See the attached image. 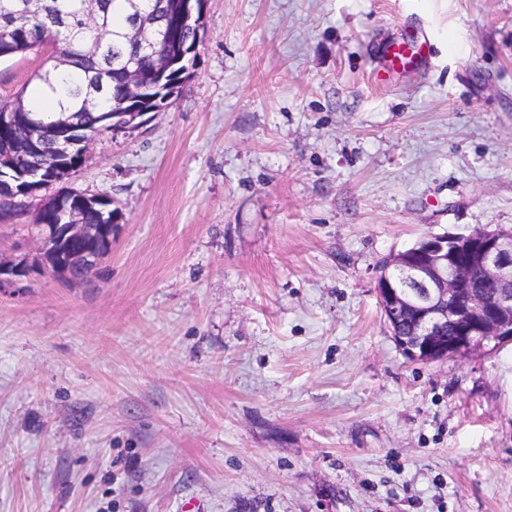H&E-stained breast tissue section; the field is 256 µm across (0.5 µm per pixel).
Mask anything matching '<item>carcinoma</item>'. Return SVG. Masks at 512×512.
Instances as JSON below:
<instances>
[{
	"label": "carcinoma",
	"mask_w": 512,
	"mask_h": 512,
	"mask_svg": "<svg viewBox=\"0 0 512 512\" xmlns=\"http://www.w3.org/2000/svg\"><path fill=\"white\" fill-rule=\"evenodd\" d=\"M179 6L180 0H33L23 25L0 28V58L50 43L52 65L38 75L31 95L1 103L0 113L38 114L49 101L58 109L56 121L78 125L89 139L105 134L100 113L122 111L126 94L120 89L128 70L145 59L150 40L173 32L187 45L195 42L194 30L180 21ZM157 81L147 77L137 94L146 109L155 107ZM12 152L20 169L4 167L0 173L34 183L57 174V163L66 158V149L50 139L38 153L27 152L21 143L5 157ZM76 215L82 224L104 223L97 204L78 208Z\"/></svg>",
	"instance_id": "cac0c4a2"
}]
</instances>
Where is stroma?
I'll list each match as a JSON object with an SVG mask.
<instances>
[{
    "label": "stroma",
    "instance_id": "stroma-1",
    "mask_svg": "<svg viewBox=\"0 0 512 512\" xmlns=\"http://www.w3.org/2000/svg\"><path fill=\"white\" fill-rule=\"evenodd\" d=\"M204 21L172 106L43 190L112 197L111 254L0 290V512H512V343L411 361L375 292L424 235L512 232V0ZM410 33L424 65L381 73ZM36 214L0 258L38 260Z\"/></svg>",
    "mask_w": 512,
    "mask_h": 512
}]
</instances>
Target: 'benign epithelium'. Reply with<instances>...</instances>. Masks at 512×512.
<instances>
[{
	"label": "benign epithelium",
	"instance_id": "benign-epithelium-1",
	"mask_svg": "<svg viewBox=\"0 0 512 512\" xmlns=\"http://www.w3.org/2000/svg\"><path fill=\"white\" fill-rule=\"evenodd\" d=\"M207 0H184L181 18L194 23L205 14ZM186 55L172 37L154 53L155 67ZM36 244L55 252L53 273L65 280L79 269L92 275L99 251L111 235L105 224H39ZM28 274L23 261L0 260V288ZM479 275L490 291L476 293ZM375 291L387 326L405 318L412 335L394 336L403 354L414 362L487 353L512 343V233L488 227L467 235L427 234L413 246L386 257ZM454 331L449 337L446 330Z\"/></svg>",
	"mask_w": 512,
	"mask_h": 512
}]
</instances>
